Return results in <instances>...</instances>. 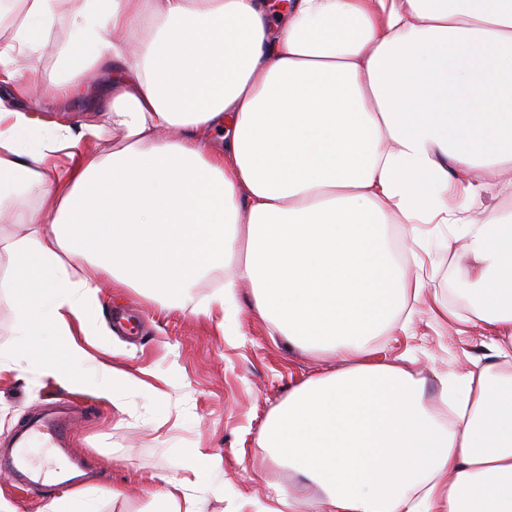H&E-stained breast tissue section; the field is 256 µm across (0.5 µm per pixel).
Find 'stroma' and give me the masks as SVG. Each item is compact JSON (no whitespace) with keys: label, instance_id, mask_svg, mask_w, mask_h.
Listing matches in <instances>:
<instances>
[{"label":"stroma","instance_id":"obj_1","mask_svg":"<svg viewBox=\"0 0 512 512\" xmlns=\"http://www.w3.org/2000/svg\"><path fill=\"white\" fill-rule=\"evenodd\" d=\"M53 61L43 57L40 74L24 93L39 101L44 118L73 122L96 104L95 97L59 106L52 96ZM207 288L191 289L181 308L163 310L138 292L115 293L102 286L99 315L112 322L116 310L138 316L133 333L100 336L94 363L79 370V383L68 389L46 378L29 385L12 373H0V450L12 442L33 413L55 408L66 397L88 406L90 417H75L69 454L82 459L86 475L79 488L97 499L98 512H153L142 480L168 475L195 487L210 484L206 512H263L273 486L291 487L295 474L272 460L258 445L269 411L298 383L339 369L338 359L312 354L291 344L247 304L250 293L240 288V307L226 305L230 329L222 335L214 321L198 309ZM379 360L413 359L422 377L460 370L471 357H485L479 330L460 336L454 327L437 322L428 308L416 306L411 332H389L372 341ZM126 373L122 407L97 395L103 367ZM200 448L219 456L220 468L208 477L185 467L183 451ZM124 489L122 497L105 494ZM63 489L36 495L0 468V502L10 512H43Z\"/></svg>","mask_w":512,"mask_h":512}]
</instances>
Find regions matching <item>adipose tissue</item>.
<instances>
[{"mask_svg":"<svg viewBox=\"0 0 512 512\" xmlns=\"http://www.w3.org/2000/svg\"><path fill=\"white\" fill-rule=\"evenodd\" d=\"M21 2L0 46V210L39 205L0 234L11 361L73 386L100 275L177 307L220 272L205 316L250 286L278 333L344 364L264 421L259 446L299 479L266 512H512V213L483 200L512 196V0H288L277 25L268 0ZM46 54L58 101L92 82L110 101L37 119L9 89ZM426 224L463 243L457 305L426 293ZM412 299L480 327L491 361L430 384L372 359ZM153 481L156 512H204L185 481Z\"/></svg>","mask_w":512,"mask_h":512,"instance_id":"ef3b65f1","label":"adipose tissue"}]
</instances>
